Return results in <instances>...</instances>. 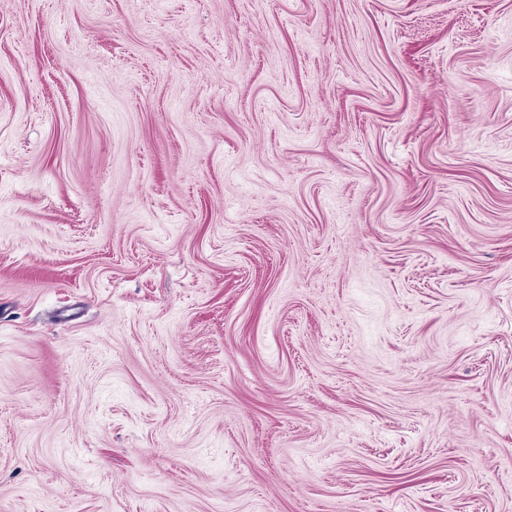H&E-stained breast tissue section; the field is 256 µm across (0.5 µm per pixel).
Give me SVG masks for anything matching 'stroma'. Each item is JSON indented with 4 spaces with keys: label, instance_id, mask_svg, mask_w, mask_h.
<instances>
[{
    "label": "stroma",
    "instance_id": "35a3bbf8",
    "mask_svg": "<svg viewBox=\"0 0 512 512\" xmlns=\"http://www.w3.org/2000/svg\"><path fill=\"white\" fill-rule=\"evenodd\" d=\"M0 512H512V0H0Z\"/></svg>",
    "mask_w": 512,
    "mask_h": 512
}]
</instances>
